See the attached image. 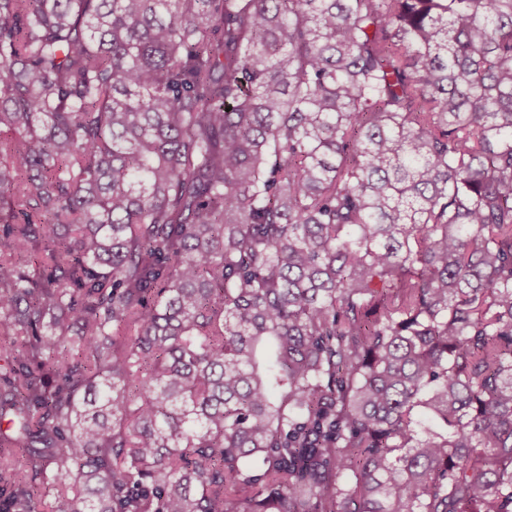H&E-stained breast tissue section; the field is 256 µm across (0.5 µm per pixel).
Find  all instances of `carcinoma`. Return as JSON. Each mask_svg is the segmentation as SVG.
<instances>
[{
  "instance_id": "obj_1",
  "label": "carcinoma",
  "mask_w": 512,
  "mask_h": 512,
  "mask_svg": "<svg viewBox=\"0 0 512 512\" xmlns=\"http://www.w3.org/2000/svg\"><path fill=\"white\" fill-rule=\"evenodd\" d=\"M0 512H512V0H0Z\"/></svg>"
}]
</instances>
